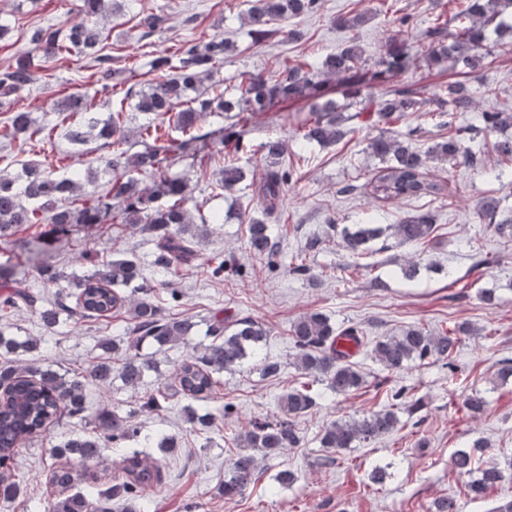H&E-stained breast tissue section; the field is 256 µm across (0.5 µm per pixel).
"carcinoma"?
<instances>
[{"label":"carcinoma","mask_w":512,"mask_h":512,"mask_svg":"<svg viewBox=\"0 0 512 512\" xmlns=\"http://www.w3.org/2000/svg\"><path fill=\"white\" fill-rule=\"evenodd\" d=\"M129 2L131 0L123 3L82 0L80 16L60 27L44 25L33 29L30 42L44 57L94 56L98 63V81L108 91L112 75L106 66L109 57L102 54L101 31L89 25L88 18L111 16L123 11ZM244 5L249 34L253 44L258 45L269 35L275 21H295L310 15L318 9L319 0H244ZM462 5L450 19L442 13L436 15L428 32L425 61L446 63L448 68L468 77L483 67L485 55L481 51L488 50V29H493L498 40L507 38L512 42V13H508L512 0H464ZM369 20L366 13L339 15L335 24L354 30ZM165 22L162 8L139 19L147 34L159 30ZM230 48L231 45L219 36L204 42L188 41L153 60L151 67L161 73L160 81L149 85L146 91L131 87L125 91L123 99L135 101V111L169 116L168 126L180 132L183 139L165 137L161 133L163 125L148 121L140 128L143 150L134 152L121 109L105 119L90 114L83 118L79 127L69 131V139L77 145L105 141V145L112 148V154L102 160V164L114 172L123 171L122 175L112 178L109 192L97 197L94 203H77L83 181L96 177L91 167L80 175L67 171L57 174L45 163L29 160L20 164V171L14 176H0V239L15 235L25 224H41L46 220L65 233L72 224H107L119 218L123 224L141 225V231L150 235L154 245L150 265L155 271L166 274L177 271L179 266L188 265L194 258L195 239L202 234V228L191 225L187 208L188 179L169 172L165 165L168 156L193 147L224 153L225 147L233 142L232 137L224 134V129L200 132L201 123L213 112H232L237 122L246 123L257 112L298 101L308 103V116L299 130L301 140L324 146L339 143L353 130L344 126L345 118L337 111L336 103L322 100L321 77L324 75L347 81L346 96L350 104L357 105L358 112L367 113L379 130L367 140V151L380 166L371 170L365 183V188L379 199L445 197L448 185L429 175V164L478 169L482 155L471 148V143L480 136L512 127V112L504 111L483 112L481 126H456L457 113L472 111L474 104L469 80H459L448 84V95L434 99L439 116L448 118V136L440 137L426 148L418 146L415 143L418 128L402 132L392 130V126L401 121L405 113L420 111L426 100L407 86L377 96L365 93L364 89L377 72L371 70L353 39L328 54L319 67L309 62L296 63L273 81L260 73L243 74L233 94L216 87H204L224 64V54ZM410 57L406 41L391 34L375 66L401 72ZM35 69V57L26 55L0 73V107L10 103L12 96L33 82ZM44 131L45 127L36 125L31 113L17 108L11 110L0 135L40 136ZM492 150L499 163L512 162V136L504 135L492 141ZM260 151L264 153L266 171L258 187V197L261 214L267 216L278 208L285 185L292 180V171L280 167L288 142L270 138L260 144ZM141 171L154 175L152 187L144 190L138 187L132 173ZM247 177V170L232 160L219 170V182L226 191L236 190ZM498 211L496 198H484L480 222L497 236L509 240L512 218L506 216L498 220ZM436 222L435 213L421 210L386 226H344L340 238L354 258L362 259L372 254L368 244L388 230L400 244L429 242L433 239ZM247 223L246 248L265 256L268 267L278 265L280 251L272 242L268 224L253 216ZM35 270L44 283L59 286L54 300L43 305V298L26 287V274L7 261L0 264V289L3 290L0 319L13 309L25 308L36 314L43 325L53 327L62 314L78 321L109 317L123 310L130 316L126 329L127 348L105 338L97 344L105 356L92 364L89 374L76 370L61 373L37 362L17 364L10 355L20 348L37 350L40 340L28 337L19 342L0 328V500L12 502L22 493V486L13 474L20 447L44 435L52 425L58 426L67 419H86L88 427L82 434L51 448L50 456L55 462L49 483L54 488L55 498L44 508L36 507L35 512H112L115 496L125 501L126 512H140L139 501L162 482V467L160 462H151L136 451L119 462L122 482L98 490L91 486L78 488L80 480L97 482L104 443L117 446L137 435L131 415L115 409L104 408L86 417L84 379L90 376L102 383L112 382V364L107 357L110 353L120 357L123 384L135 389L147 372L157 369L153 358L141 354V347L184 344L194 324L187 318L163 313L154 301L155 285L136 258H91L86 273L68 277L49 263H41ZM476 334L477 330L466 324L439 334L421 326H409L395 334L369 338L359 326H339L321 312L305 313L289 328L293 365L313 382L341 395L357 391L367 383L365 374L353 361L358 352H364L388 372L400 371L413 361L426 359L442 362L453 370L462 337ZM205 335L210 337V342L192 348L182 357L174 366L170 381L145 397L144 409L160 411L176 396L208 402L219 385L216 375L233 371L248 357L257 356L268 330L251 317L226 322L215 316L207 324ZM406 394L407 389L401 388L385 409L326 425L320 447L327 449V455L321 458V464L331 465L335 462L333 454L395 432L400 424L396 409ZM318 398L307 383L293 387L280 396V416L276 420H257L239 435L242 448L224 472V497L235 498L254 483L258 469L256 453L274 456L300 444L297 419L312 413L318 407ZM482 448L484 445L476 440L472 450L455 452L454 470L460 474L472 473L474 451ZM511 479L512 460L505 467L492 463L479 469L478 476L468 484V493L472 499L481 500L489 489Z\"/></svg>","instance_id":"carcinoma-1"}]
</instances>
